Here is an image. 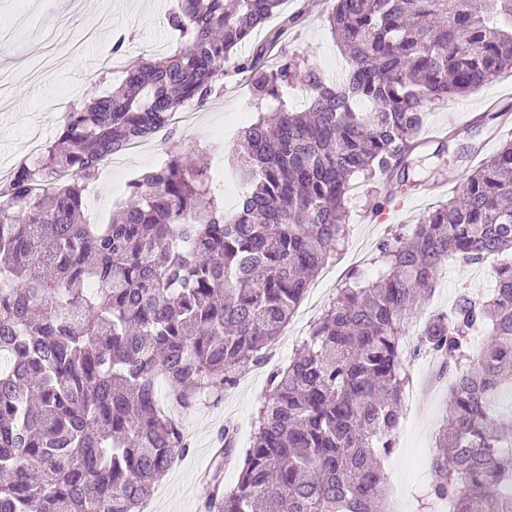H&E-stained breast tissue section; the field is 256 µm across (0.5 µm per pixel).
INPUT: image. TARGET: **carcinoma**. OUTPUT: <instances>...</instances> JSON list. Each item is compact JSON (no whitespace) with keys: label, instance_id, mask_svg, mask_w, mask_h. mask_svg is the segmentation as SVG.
Masks as SVG:
<instances>
[{"label":"carcinoma","instance_id":"cac0c4a2","mask_svg":"<svg viewBox=\"0 0 512 512\" xmlns=\"http://www.w3.org/2000/svg\"><path fill=\"white\" fill-rule=\"evenodd\" d=\"M282 3L178 0L177 49L70 107L39 159L0 180V512H134L188 453L183 417L223 402L336 255L352 182L407 168L429 105L512 71V0H334L349 62L335 82L298 56L236 55ZM231 71L250 73L255 104L277 102L225 165L239 206L225 211L211 169L174 150L128 183L110 223H87L101 164L206 103ZM295 84L309 91L300 111L283 101ZM508 251L512 140L381 245L376 281L339 289L272 373L251 448L238 455L224 429L204 512H377L409 385L407 320L448 261ZM419 349L453 377L429 497L512 512V419L497 408L512 385V264L491 296L431 315ZM227 457L240 458L233 487Z\"/></svg>","mask_w":512,"mask_h":512}]
</instances>
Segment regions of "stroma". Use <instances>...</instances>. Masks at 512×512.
Returning a JSON list of instances; mask_svg holds the SVG:
<instances>
[{
    "label": "stroma",
    "mask_w": 512,
    "mask_h": 512,
    "mask_svg": "<svg viewBox=\"0 0 512 512\" xmlns=\"http://www.w3.org/2000/svg\"><path fill=\"white\" fill-rule=\"evenodd\" d=\"M176 0H85L82 9L65 0H0V72L11 79V106L0 110V177L28 158L31 141H54L62 115L46 111L45 99L66 94L84 98L100 74L95 64L110 52L116 33L129 35L127 59L146 54L166 56L177 37L164 25V16ZM333 0H286L282 13L256 30L239 48L252 56L266 46L267 60L279 52L295 54L320 68L328 77L340 76L348 62L340 51L327 16ZM291 24H284V17ZM512 109V73L503 72L468 95L431 104L420 132L422 146L411 156V178L422 188L404 195V205L394 209L386 199L395 177L376 176L356 181L348 203L350 231L343 246L325 270L309 285L301 303L266 352L265 361L249 365L224 392L216 407H201L187 414L183 426L191 447L157 483L146 502L147 512H204L206 488L198 481L209 468V450L225 428L236 431L239 449L249 448L257 411L269 393V377L287 365L296 346L308 338L312 325L335 300L351 276L373 281L382 270L379 248L398 225H411L433 207L456 196L472 170L491 157L504 141L512 139V121H491L492 110ZM258 111L248 92V76L240 73L224 81V90L187 120L174 123L173 134L158 132L137 149L112 158L95 181L96 192L86 199V212L109 221L118 204L115 189L125 188L143 171L160 163L166 151L190 144L205 149L222 144L232 154L241 131L253 123ZM512 262L511 254L489 258L480 265L454 261L444 267L438 283L417 307L406 330L408 347L404 368L416 397L403 404L395 446L382 460L385 476V512H420L419 501L432 482L436 437L446 418L450 378H437L432 357L414 355L413 347L425 320L453 307L462 292L490 294L498 269Z\"/></svg>",
    "instance_id": "obj_1"
}]
</instances>
